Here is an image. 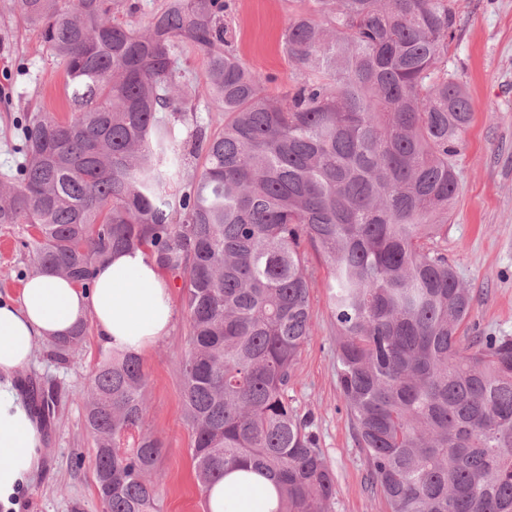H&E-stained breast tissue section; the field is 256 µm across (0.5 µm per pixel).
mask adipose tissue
<instances>
[{
	"mask_svg": "<svg viewBox=\"0 0 512 512\" xmlns=\"http://www.w3.org/2000/svg\"><path fill=\"white\" fill-rule=\"evenodd\" d=\"M92 320L107 349L141 353L169 330L170 294L142 251H123L97 268L90 289L51 273L28 279L18 303H0V506L11 507L41 467L43 433L16 373L37 340L67 336ZM277 489L267 476L235 470L209 492V512H275Z\"/></svg>",
	"mask_w": 512,
	"mask_h": 512,
	"instance_id": "1",
	"label": "adipose tissue"
}]
</instances>
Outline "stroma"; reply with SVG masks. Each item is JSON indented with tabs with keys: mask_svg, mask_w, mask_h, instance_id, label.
<instances>
[{
	"mask_svg": "<svg viewBox=\"0 0 512 512\" xmlns=\"http://www.w3.org/2000/svg\"><path fill=\"white\" fill-rule=\"evenodd\" d=\"M0 0V177L14 172L20 156L19 119L27 111L66 117L65 74L37 31L25 28ZM224 22L231 48L247 67L267 75L275 94L291 86L296 70L281 46L297 0H228ZM187 80L197 89L196 122L173 124L176 142L194 124H207V58L196 47L178 54ZM448 70L466 89L473 120L457 157L460 193L441 242L473 298L469 333L512 337V0H458ZM27 224H0V300L17 298L33 274L20 243L33 235ZM315 281L311 333L296 365L288 397L297 414L312 420L328 465L336 475L332 512H385L374 495L368 467L357 446L337 376L335 327L329 270L323 256L306 251ZM173 311L168 336L140 356L149 410L144 433L163 444L156 492L161 512H204L190 448L192 430L182 400V360L187 349V310L181 280H169ZM105 353L95 331L67 361H58L52 341L38 340L31 363L19 373L26 394L57 385L61 396L51 416L41 418L43 460L36 481L25 489L15 512H102L93 469L94 440L84 425L83 394Z\"/></svg>",
	"mask_w": 512,
	"mask_h": 512,
	"instance_id": "35a3bbf8",
	"label": "stroma"
}]
</instances>
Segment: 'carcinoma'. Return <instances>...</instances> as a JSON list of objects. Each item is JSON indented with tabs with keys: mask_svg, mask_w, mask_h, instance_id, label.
<instances>
[{
	"mask_svg": "<svg viewBox=\"0 0 512 512\" xmlns=\"http://www.w3.org/2000/svg\"><path fill=\"white\" fill-rule=\"evenodd\" d=\"M119 0H12L63 66L70 116L27 113L24 162L0 181V224H29L34 272L89 287L141 249L180 279L182 397L202 496L242 463L276 479L277 512H332L336 476L288 383L330 270L337 373L371 486L387 512H512V338L464 344L471 295L437 238L459 192L471 102L448 74L452 0H299L283 48L300 72L273 97L224 24L227 0H167L137 29ZM204 52L216 125L176 148ZM201 159L184 174V155ZM83 322L55 341L65 360ZM104 512H160L162 443L138 355L98 366L84 396Z\"/></svg>",
	"mask_w": 512,
	"mask_h": 512,
	"instance_id": "carcinoma-1",
	"label": "carcinoma"
}]
</instances>
